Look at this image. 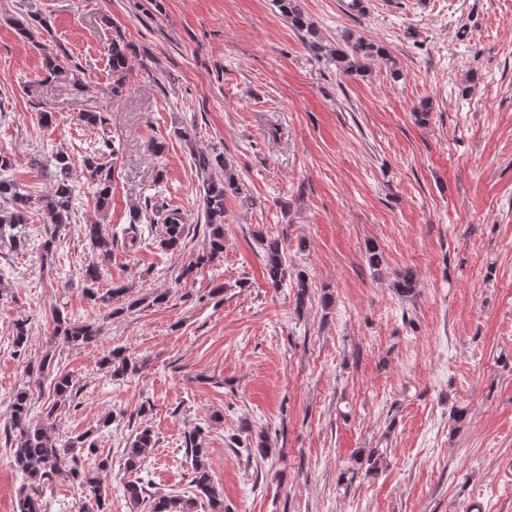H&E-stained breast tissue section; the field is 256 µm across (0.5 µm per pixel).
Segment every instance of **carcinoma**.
<instances>
[{"instance_id": "carcinoma-1", "label": "carcinoma", "mask_w": 512, "mask_h": 512, "mask_svg": "<svg viewBox=\"0 0 512 512\" xmlns=\"http://www.w3.org/2000/svg\"><path fill=\"white\" fill-rule=\"evenodd\" d=\"M280 14L288 20L291 28L301 35L305 45L312 51L323 54L332 62L336 70L346 75L364 72L365 61L387 56L386 48L374 40L364 37L345 36L342 41L328 45L323 43L316 28L302 11L298 0H273ZM18 33L29 40L36 35L49 32L46 21L35 18L15 20ZM133 49L120 30H115L109 47L110 70L112 74V96L123 95L126 80L132 70ZM43 70L49 78H72L74 84L81 83L80 66L68 54L43 51ZM117 150L105 142L103 147L83 159L82 175L94 186L96 204L100 211L107 209L112 202L113 156ZM194 164L202 177V216L208 233V245L183 268L180 278H190L194 271L213 263L224 253V201L232 196L239 198L242 187L231 167L221 155L212 156L203 151L193 154ZM29 164L46 171L50 176L51 187L47 194L37 200L44 215L47 238L43 242L45 256L49 257L57 240L70 226L74 204L73 164L70 155L63 151L51 154L36 153ZM14 161L8 155L0 153V241L9 239L10 247L19 250L25 246V238L16 229L29 223L32 208V196L24 193L10 178L9 171ZM152 212L158 215L156 221L161 224L159 245L166 251L182 248L187 236V225L180 211L169 209L150 198L132 211L130 223L123 229L124 246L133 249L141 240L142 214ZM84 239L90 245L95 260L85 266V299L95 303H112L114 299L128 293L125 285L101 292L99 280L102 267L112 262V248L116 236L103 232L98 222L82 227ZM262 246L266 279L274 286H280L288 277V265L285 248L280 240L258 235ZM52 339L63 346L79 347L96 342L100 329L91 323L79 322L65 314L59 306L51 308ZM29 329L27 320L18 319L13 323L12 344L15 351L21 353L27 348ZM52 353H47L39 366L36 382L50 379L54 401L45 417L39 421L31 416L29 390H18L9 405L7 418L6 443L9 444L14 466L27 480L19 499V512H44L41 487L56 476H64L76 484L83 494L85 512H108V485L106 477L112 468L111 460L98 455L92 433L86 431L76 436L60 438L54 432L53 415L57 406L64 404L78 407L79 394L77 384L68 373L53 371L50 368ZM100 365L106 367L114 379H122L138 371V363L130 357L128 350L122 347L103 353ZM206 429L196 426L185 438V453L191 459V484L195 496L153 495L149 503L151 512H197L198 504L204 503L211 512H224L223 500L214 486L205 448ZM156 440L152 431L144 428L137 432L126 448L125 469L135 474L141 470L144 459ZM95 457V468L85 464L86 456ZM383 461L379 449H372L366 459L355 460V466L348 469L353 481L359 467L366 466L369 474L378 469ZM125 497L132 507H137L146 499V488L141 479H130L123 485Z\"/></svg>"}]
</instances>
